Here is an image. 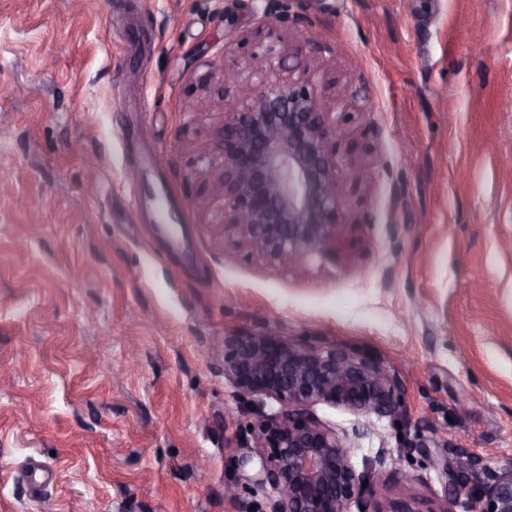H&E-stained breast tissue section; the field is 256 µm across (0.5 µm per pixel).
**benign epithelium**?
Segmentation results:
<instances>
[{"instance_id": "obj_1", "label": "benign epithelium", "mask_w": 512, "mask_h": 512, "mask_svg": "<svg viewBox=\"0 0 512 512\" xmlns=\"http://www.w3.org/2000/svg\"><path fill=\"white\" fill-rule=\"evenodd\" d=\"M255 14L247 78L223 96L214 149L205 148L210 190L222 197L224 233L247 254L274 268L307 270L332 244L355 175L336 152L340 127L314 80L307 57L292 52ZM224 378L244 398L273 399L259 407L252 431L264 481L276 495L273 512H381L380 475L358 471L354 440L308 413L312 404L382 415L398 401V382L375 361L334 346L294 344L273 334L224 340ZM444 496L428 512H512V466L448 467Z\"/></svg>"}]
</instances>
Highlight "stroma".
<instances>
[{"mask_svg":"<svg viewBox=\"0 0 512 512\" xmlns=\"http://www.w3.org/2000/svg\"><path fill=\"white\" fill-rule=\"evenodd\" d=\"M255 6L0 0V512H273L224 377L246 333L397 380L388 414L309 408L380 504H436L449 458L512 465V0H270L352 115L350 210L305 276L225 239L198 161Z\"/></svg>","mask_w":512,"mask_h":512,"instance_id":"obj_1","label":"stroma"}]
</instances>
